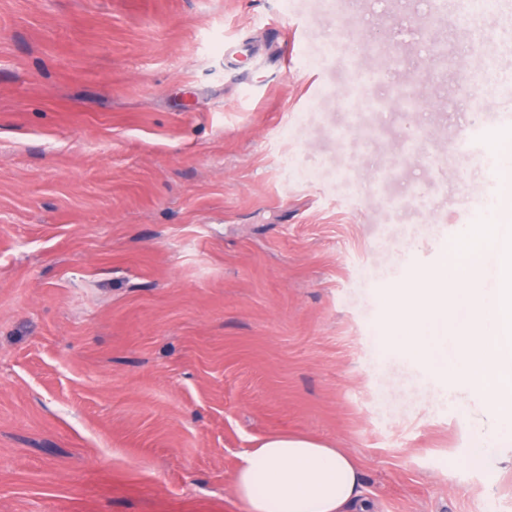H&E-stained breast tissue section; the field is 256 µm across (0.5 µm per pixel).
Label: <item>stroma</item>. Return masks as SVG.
<instances>
[{
	"mask_svg": "<svg viewBox=\"0 0 512 512\" xmlns=\"http://www.w3.org/2000/svg\"><path fill=\"white\" fill-rule=\"evenodd\" d=\"M492 9L0 0V512H244L283 430L370 512H512L483 401L381 345L411 269L512 216L457 149L469 97L512 111ZM351 62L421 111L343 109Z\"/></svg>",
	"mask_w": 512,
	"mask_h": 512,
	"instance_id": "1",
	"label": "stroma"
}]
</instances>
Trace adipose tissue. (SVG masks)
<instances>
[{"label":"adipose tissue","mask_w":512,"mask_h":512,"mask_svg":"<svg viewBox=\"0 0 512 512\" xmlns=\"http://www.w3.org/2000/svg\"><path fill=\"white\" fill-rule=\"evenodd\" d=\"M360 488L361 473L349 457L285 432L244 451L234 476L245 512H345Z\"/></svg>","instance_id":"adipose-tissue-1"}]
</instances>
